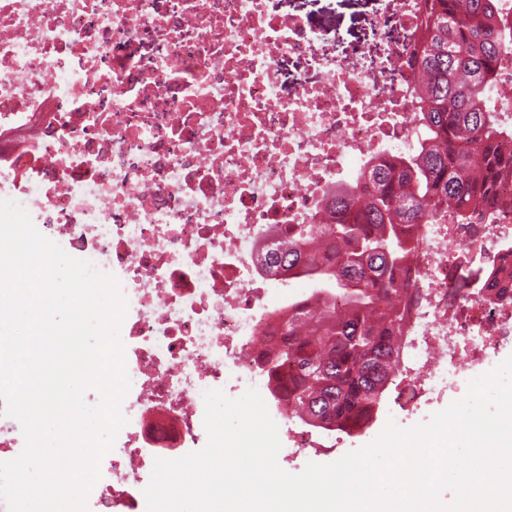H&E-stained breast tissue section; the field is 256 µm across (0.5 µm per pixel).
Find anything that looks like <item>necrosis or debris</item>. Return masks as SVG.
Returning <instances> with one entry per match:
<instances>
[{"label": "necrosis or debris", "instance_id": "obj_1", "mask_svg": "<svg viewBox=\"0 0 512 512\" xmlns=\"http://www.w3.org/2000/svg\"><path fill=\"white\" fill-rule=\"evenodd\" d=\"M400 40L338 47L276 0H0V196L68 255L115 277L130 388L88 512H140L155 459L202 449L203 394L262 385L287 275L260 270L281 224H316L331 191L415 151L407 64L423 0H376ZM303 67L292 91L282 59ZM408 348L419 408L493 370L512 301L460 303L464 253H512L488 229L424 224Z\"/></svg>", "mask_w": 512, "mask_h": 512}]
</instances>
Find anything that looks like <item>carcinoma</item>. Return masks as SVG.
<instances>
[{
    "instance_id": "cac0c4a2",
    "label": "carcinoma",
    "mask_w": 512,
    "mask_h": 512,
    "mask_svg": "<svg viewBox=\"0 0 512 512\" xmlns=\"http://www.w3.org/2000/svg\"><path fill=\"white\" fill-rule=\"evenodd\" d=\"M503 33L496 0H424L409 56L413 98L425 142L414 153L370 167L326 205L328 224H283L264 272H286L316 287L288 302V321L253 367L270 398L324 431L362 433L395 378L420 299L418 227L483 224L512 207L497 182L512 171V132L484 104L496 80ZM493 300L512 298V268L483 276Z\"/></svg>"
}]
</instances>
